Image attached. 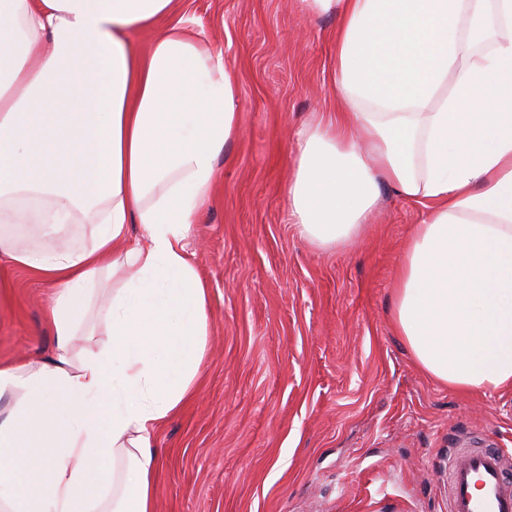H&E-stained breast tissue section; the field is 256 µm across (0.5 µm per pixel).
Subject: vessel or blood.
Returning a JSON list of instances; mask_svg holds the SVG:
<instances>
[{"label":"vessel or blood","instance_id":"1","mask_svg":"<svg viewBox=\"0 0 512 512\" xmlns=\"http://www.w3.org/2000/svg\"><path fill=\"white\" fill-rule=\"evenodd\" d=\"M448 512H512V456L487 444L449 449Z\"/></svg>","mask_w":512,"mask_h":512}]
</instances>
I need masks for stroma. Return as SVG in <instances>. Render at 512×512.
<instances>
[{"mask_svg": "<svg viewBox=\"0 0 512 512\" xmlns=\"http://www.w3.org/2000/svg\"><path fill=\"white\" fill-rule=\"evenodd\" d=\"M238 73L239 134L186 239L208 286L204 370L156 430L155 512H448V450L512 453V384L431 379L393 326V283L425 208L381 186L350 244L287 222L297 142L336 105V19L301 0H182ZM53 283L0 259V362L46 360Z\"/></svg>", "mask_w": 512, "mask_h": 512, "instance_id": "stroma-1", "label": "stroma"}]
</instances>
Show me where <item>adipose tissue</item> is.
I'll return each instance as SVG.
<instances>
[{
    "instance_id": "adipose-tissue-1",
    "label": "adipose tissue",
    "mask_w": 512,
    "mask_h": 512,
    "mask_svg": "<svg viewBox=\"0 0 512 512\" xmlns=\"http://www.w3.org/2000/svg\"><path fill=\"white\" fill-rule=\"evenodd\" d=\"M303 3L338 18L337 108L301 135L291 224L331 250L380 184L423 204L395 325L439 382L512 383V0ZM179 6L0 0V257L57 287L53 356L0 363V512H154V434L206 347L184 241L241 109L223 51L181 24L134 41ZM24 224L46 240L22 244ZM69 224L87 245L53 243Z\"/></svg>"
}]
</instances>
